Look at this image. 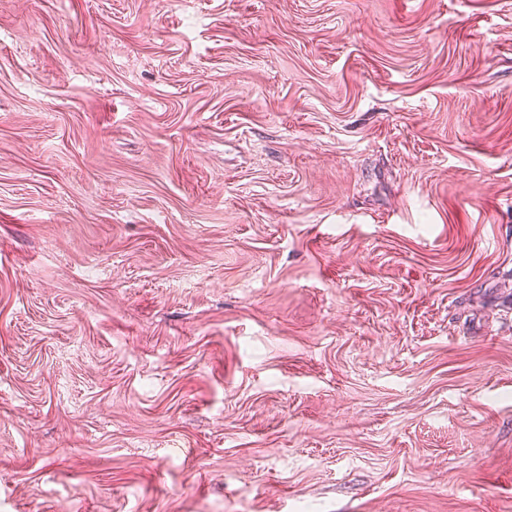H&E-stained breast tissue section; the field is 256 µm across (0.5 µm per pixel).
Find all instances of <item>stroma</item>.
Segmentation results:
<instances>
[{"label":"stroma","mask_w":512,"mask_h":512,"mask_svg":"<svg viewBox=\"0 0 512 512\" xmlns=\"http://www.w3.org/2000/svg\"><path fill=\"white\" fill-rule=\"evenodd\" d=\"M0 512H512V0H0Z\"/></svg>","instance_id":"1"}]
</instances>
